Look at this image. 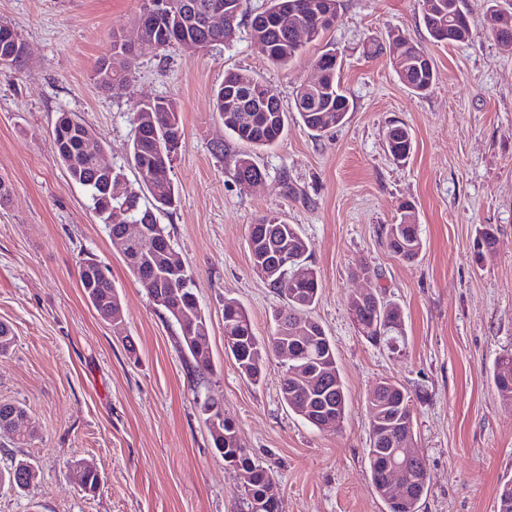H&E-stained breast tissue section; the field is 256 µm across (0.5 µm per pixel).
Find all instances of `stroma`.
<instances>
[{
	"instance_id": "stroma-1",
	"label": "stroma",
	"mask_w": 512,
	"mask_h": 512,
	"mask_svg": "<svg viewBox=\"0 0 512 512\" xmlns=\"http://www.w3.org/2000/svg\"><path fill=\"white\" fill-rule=\"evenodd\" d=\"M339 3L334 27L288 68L259 54L243 24L231 43L192 57L140 55L123 88L108 93L91 80L92 66L109 54L113 34L136 40L141 0H0V23L25 45L17 66L0 71V323L15 336L0 355V402L22 404L36 430L25 445L0 432V469L28 458L38 473L23 490L0 485V512H235L242 480L212 446L201 409L208 397L271 468L285 512H387L366 465L367 398L382 377L422 395L414 446L429 484L419 512H497L500 485L512 479V403L499 398L491 374L512 349V48L484 28L485 0H462L473 35L453 45L430 41L418 0ZM397 29L434 61L423 95L399 81L388 54L374 52ZM328 47L354 109L315 132L294 99L317 79L315 61ZM229 71L258 76L278 96L288 114L278 144L250 148L214 112L213 92ZM157 97L177 101L184 133L171 169L177 203L159 221L194 276L209 325L213 371L202 387L176 325L150 301L53 149L59 113H75L104 141L106 162L140 185L126 165L131 119ZM394 124L412 136L403 162L386 149ZM220 144L226 156L216 155ZM246 152L265 174L253 186L233 176L234 155ZM405 201L423 241L413 263L394 256L384 234ZM265 216L296 225L312 245L320 291L311 315L336 347L347 397L333 432L284 404L281 357L264 354L255 384L224 352L225 299L245 307L263 339L287 307L251 264L247 228ZM484 225L495 244L481 255ZM87 254L110 269L119 326L83 296ZM362 265L404 309L401 352L370 344L349 316ZM75 459L98 470L95 492L78 484Z\"/></svg>"
}]
</instances>
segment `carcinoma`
I'll return each instance as SVG.
<instances>
[{"label":"carcinoma","mask_w":512,"mask_h":512,"mask_svg":"<svg viewBox=\"0 0 512 512\" xmlns=\"http://www.w3.org/2000/svg\"><path fill=\"white\" fill-rule=\"evenodd\" d=\"M195 14H180L170 11L155 17L147 33L149 41L161 44V50L178 47L188 54H195L201 44L208 46L230 41V35L239 28L244 17L243 0H222L224 2V28L203 32L198 27V17L215 0H193ZM338 0H269L268 10L278 11L289 5L298 22L315 26L318 15L330 12L337 14ZM425 29L435 43L463 44L472 34L470 19L460 7V0H419ZM251 37L258 50L274 65H286L304 52L305 43L320 40L327 29L322 28L307 39L297 43L291 31L278 27L266 19H250ZM406 70L397 74L399 80L412 92H417L430 78V73L418 71L413 62L414 55L407 53ZM136 61L124 42L112 40V53L100 58L91 77L105 91L123 86L125 73ZM323 81L332 89L331 98H324L321 89L300 86L295 96V110L302 122L313 131L335 127L344 122L353 110V101L340 88L336 68L329 67L323 72ZM260 87L268 96L267 105L258 112L224 111V89L228 87ZM214 109L233 136L255 148L271 147L284 135L288 127V113L282 110L279 99L259 78L244 72H228L214 94ZM71 131L62 146L55 147L58 160L66 168L70 179L81 185L91 202L92 208L105 224L110 237L119 234V228L109 223V209L123 207L129 212L131 221L146 225L145 241L138 249L127 252L124 260L147 295L158 291L166 296V302L155 303L165 311L180 331L179 346L187 355L193 372L202 377L212 371L209 349L197 343V339L209 336V326L202 312L196 286L189 274L181 254L173 246L164 252H155V239H170L167 228L160 224L158 214L175 206L176 194L172 180L162 182L164 192L155 186L144 184L136 188L127 179L124 169H112V193L100 196L97 187L96 161L104 151L101 138L73 113L67 114ZM134 137L129 160L133 167L150 169L161 159L172 163L182 141L177 102L160 97L145 103L133 117ZM393 160L401 162L409 157L412 138L409 132L393 135L386 141ZM234 177L243 182L263 176L260 167L249 154H240L234 159ZM152 198L150 205L141 203L143 192ZM251 247V261L254 269L267 284L283 294L288 309L275 315L276 329L268 344L261 343L256 336L251 320L242 305L232 299H224V350L235 361L240 372L253 382L262 377L263 352L271 349L275 353L286 349L287 369L280 379V394L288 409L320 431L338 429L345 416L346 395L340 377L335 346L326 335L322 325L310 315V309L318 300L319 282L315 269L309 262L311 244L292 224L276 218H262L257 224L248 226ZM385 236L391 252L406 263L417 261L422 253L423 243L416 220L415 208L409 203L399 207L398 222L387 225ZM285 253L292 261L285 266L271 265L268 256ZM99 260L85 257L79 264L80 284L91 306L105 317L109 311L121 310L118 294L109 276L98 272ZM352 319L359 332L370 343L389 350L399 347L404 336V311L402 307L375 294L363 300H348ZM322 358L318 380L328 387L326 395L314 391L306 383L307 365L311 358ZM492 376L499 396L512 402V353L499 355L492 367ZM412 394L402 384L390 378H381L367 400L369 414L374 408L388 422L403 421L402 433L414 437L415 415L411 407ZM208 418H217V424L208 425L213 446L226 460L240 465L246 473L239 512H283L279 499L265 497L266 489L272 483V472L262 463L254 460L249 449L243 446L236 423L224 416L222 405L211 399L203 404ZM27 415L23 406L0 403V430ZM390 460L383 454L382 439L370 440L367 448V467L371 483L377 495L385 502L388 512H418V504L427 491V466L423 456L405 464L404 481L406 496L391 499L386 488V471ZM37 477V471L26 460H18L9 468L0 470V484L7 483L23 489Z\"/></svg>","instance_id":"obj_1"}]
</instances>
